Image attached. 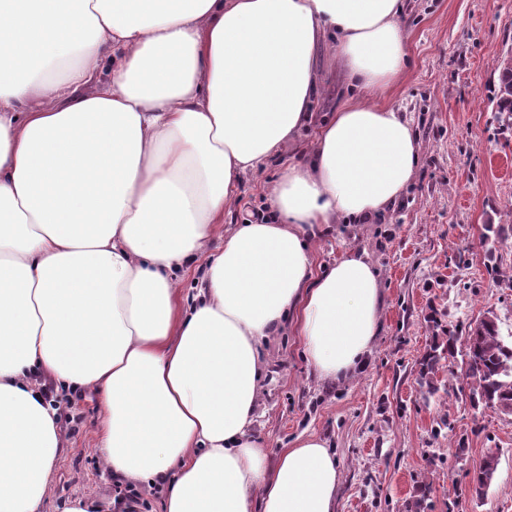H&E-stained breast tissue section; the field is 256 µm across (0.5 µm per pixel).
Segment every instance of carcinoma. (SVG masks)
Wrapping results in <instances>:
<instances>
[{"label":"carcinoma","instance_id":"cac0c4a2","mask_svg":"<svg viewBox=\"0 0 512 512\" xmlns=\"http://www.w3.org/2000/svg\"><path fill=\"white\" fill-rule=\"evenodd\" d=\"M496 111L506 113L512 119V56H505L499 63V87ZM443 337H435L420 362V385L432 394L437 391L436 374L443 362L454 357L459 332L443 330ZM468 336L463 363L464 379L468 381L475 406L490 408L496 412L512 411V342L500 336L497 320L480 319L464 332ZM497 469V457H485L478 472L471 479L475 495L483 494L490 485Z\"/></svg>","mask_w":512,"mask_h":512}]
</instances>
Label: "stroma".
<instances>
[{
    "instance_id": "1",
    "label": "stroma",
    "mask_w": 512,
    "mask_h": 512,
    "mask_svg": "<svg viewBox=\"0 0 512 512\" xmlns=\"http://www.w3.org/2000/svg\"><path fill=\"white\" fill-rule=\"evenodd\" d=\"M408 62L384 103L406 112L420 140L415 176L388 212L369 224L336 222L313 243L317 269L347 248L366 249L384 293L382 329L366 367L342 384L318 379L292 332L270 337L254 424L270 455L303 434L323 436L341 468L336 512H512V415L473 408L458 390L461 358L419 384L420 361L439 328L494 313L512 337V129L495 112L497 62L512 50V0H406ZM323 75L313 110L335 112L361 98L316 49ZM287 158L242 175L224 232L270 215L269 191ZM59 407L65 451L39 512H62L81 496L118 497L121 483L101 465L102 425L94 392ZM495 478L483 496L469 481L487 453Z\"/></svg>"
}]
</instances>
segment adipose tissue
Wrapping results in <instances>:
<instances>
[{
	"label": "adipose tissue",
	"mask_w": 512,
	"mask_h": 512,
	"mask_svg": "<svg viewBox=\"0 0 512 512\" xmlns=\"http://www.w3.org/2000/svg\"><path fill=\"white\" fill-rule=\"evenodd\" d=\"M404 6L0 0V512H38L63 450L35 374L98 394L103 468L157 490L160 512H336L323 438L273 457L254 432L264 344L291 329L318 377L344 382L380 333L366 252L318 275L312 246L385 213L419 144L387 104L348 100L314 122L315 50L331 47L350 86L386 92L405 66ZM309 127L268 221L210 250L241 176Z\"/></svg>",
	"instance_id": "adipose-tissue-1"
}]
</instances>
